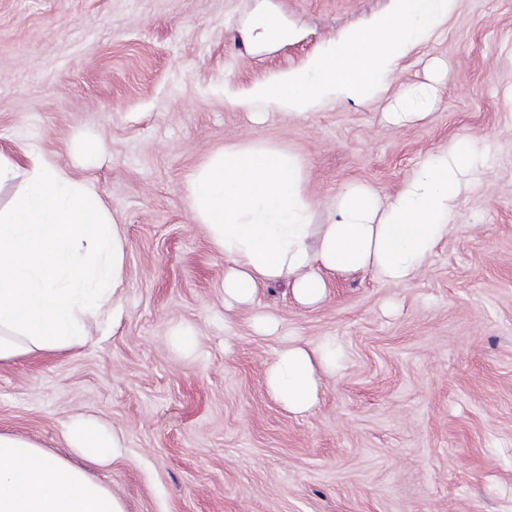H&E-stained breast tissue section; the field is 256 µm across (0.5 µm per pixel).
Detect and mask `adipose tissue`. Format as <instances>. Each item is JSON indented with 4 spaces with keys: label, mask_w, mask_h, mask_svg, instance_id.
I'll return each mask as SVG.
<instances>
[{
    "label": "adipose tissue",
    "mask_w": 512,
    "mask_h": 512,
    "mask_svg": "<svg viewBox=\"0 0 512 512\" xmlns=\"http://www.w3.org/2000/svg\"><path fill=\"white\" fill-rule=\"evenodd\" d=\"M431 86L401 90L388 119L425 117ZM22 194L0 211V362L84 343L88 318L118 315L128 241L110 222L92 187L38 150ZM485 161L471 141L452 140L408 176L387 203L353 184L336 197L330 223H314L316 204L303 187V166L261 143L225 147L187 185L198 223L223 255L224 303L254 305L260 289L289 288L312 308L331 279L368 274L400 287L456 231L458 200ZM342 368L334 340L286 343L265 369L267 388L288 412L318 402L321 376ZM63 435L73 454L103 465L123 453L120 437L75 417ZM0 512H125L121 499L69 459L35 441L0 433Z\"/></svg>",
    "instance_id": "ef3b65f1"
}]
</instances>
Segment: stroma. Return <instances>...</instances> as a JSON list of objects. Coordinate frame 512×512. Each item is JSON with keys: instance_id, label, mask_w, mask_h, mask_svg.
Listing matches in <instances>:
<instances>
[{"instance_id": "stroma-1", "label": "stroma", "mask_w": 512, "mask_h": 512, "mask_svg": "<svg viewBox=\"0 0 512 512\" xmlns=\"http://www.w3.org/2000/svg\"><path fill=\"white\" fill-rule=\"evenodd\" d=\"M390 0H0V155L36 145L128 240L114 322L82 346L0 363V433L67 455L63 425L90 415L127 452L93 473L127 512H512V0H457L371 101L255 117L238 100L301 66ZM267 17L272 49L242 32ZM436 77L430 114L383 118L402 87ZM487 155L459 229L412 281L333 279L315 308L285 287L224 307V258L186 186L229 145L259 140L302 161L328 223L359 182L394 193L449 141ZM275 315L277 336L252 327ZM193 327L174 350L169 332ZM290 336L345 355L303 415L268 393Z\"/></svg>"}]
</instances>
